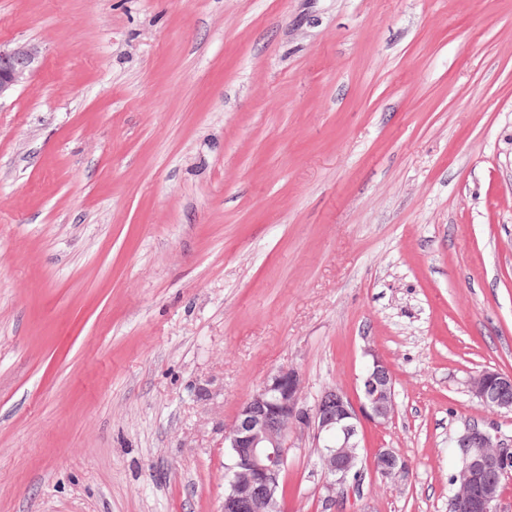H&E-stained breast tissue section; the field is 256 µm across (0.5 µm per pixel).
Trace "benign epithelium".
<instances>
[{"label": "benign epithelium", "instance_id": "1", "mask_svg": "<svg viewBox=\"0 0 512 512\" xmlns=\"http://www.w3.org/2000/svg\"><path fill=\"white\" fill-rule=\"evenodd\" d=\"M41 54L36 44L0 48V99L33 74ZM371 363L352 399L341 388L324 390L312 406L304 404L300 374L281 368L240 406L224 443L230 464L224 472L222 512H280L279 493L295 438L311 435L325 473V505L340 503L336 488L360 473L359 435L363 424H387L395 412V380L390 366L367 349ZM467 391L488 409L512 411V374L482 370L465 381ZM463 464L453 477L452 512H500L503 465L512 460V447L477 423L454 441ZM373 468L398 486L411 480L410 463L390 448L374 455Z\"/></svg>", "mask_w": 512, "mask_h": 512}]
</instances>
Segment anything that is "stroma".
I'll use <instances>...</instances> for the list:
<instances>
[{
  "mask_svg": "<svg viewBox=\"0 0 512 512\" xmlns=\"http://www.w3.org/2000/svg\"><path fill=\"white\" fill-rule=\"evenodd\" d=\"M0 512H221L224 429L279 368L395 416L344 512H449L512 412V0H0ZM311 440L283 512H324ZM40 54L36 44L23 43L9 49L0 46V99L32 76ZM465 386L485 408L512 411V374L482 370L470 375ZM373 468L383 478L406 486L412 477L410 463L390 448H380L374 455Z\"/></svg>",
  "mask_w": 512,
  "mask_h": 512,
  "instance_id": "35a3bbf8",
  "label": "stroma"
}]
</instances>
